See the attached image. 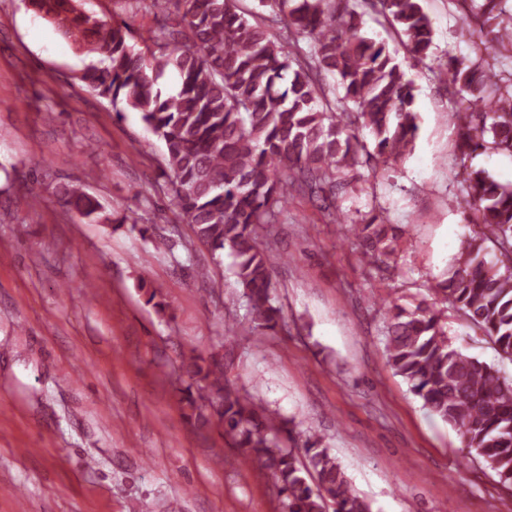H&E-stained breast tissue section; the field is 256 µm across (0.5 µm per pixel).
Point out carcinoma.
Segmentation results:
<instances>
[{
    "label": "carcinoma",
    "instance_id": "obj_1",
    "mask_svg": "<svg viewBox=\"0 0 512 512\" xmlns=\"http://www.w3.org/2000/svg\"><path fill=\"white\" fill-rule=\"evenodd\" d=\"M75 50L89 59L79 80L113 108L140 113L160 141L171 197L196 241L211 253L229 252L233 274L252 314L249 333L285 325L270 277L264 241L274 234L288 198L304 194L325 203L330 223L345 225L363 256L382 276L398 270L411 226L393 224L384 209L358 220L336 210L348 176L365 168L377 177L409 154L418 132L416 87L385 43L363 35V17L392 27L413 60L431 58L433 27L422 0H260L270 24L251 23L239 0H128L162 22L140 49L124 21L97 17L81 0H25ZM465 9L461 35L474 42L479 63L450 57L437 70L454 106L458 205L472 232L448 278L412 306L377 302L384 351L410 392L458 430L467 454L486 463L512 498V378L452 347L448 308L512 361V184L467 164L479 154L512 157V12L507 0H452ZM59 203L97 223L112 219L80 183L56 187ZM132 221V220H130ZM130 230L168 246L152 225ZM493 255L487 259V255ZM146 303L159 314L169 304L147 282ZM185 417L197 428L217 427L232 447L257 461L284 512H370L331 449L301 441L290 421L269 411L224 378V356L194 349L176 366Z\"/></svg>",
    "mask_w": 512,
    "mask_h": 512
}]
</instances>
